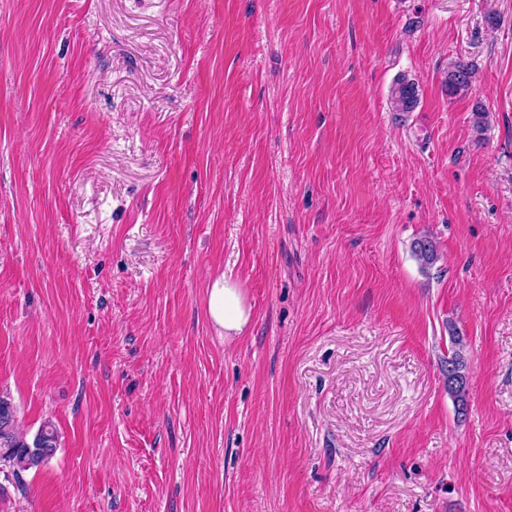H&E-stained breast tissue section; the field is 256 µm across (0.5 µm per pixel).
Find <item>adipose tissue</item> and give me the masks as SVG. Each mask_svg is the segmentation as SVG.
<instances>
[{
    "label": "adipose tissue",
    "mask_w": 512,
    "mask_h": 512,
    "mask_svg": "<svg viewBox=\"0 0 512 512\" xmlns=\"http://www.w3.org/2000/svg\"><path fill=\"white\" fill-rule=\"evenodd\" d=\"M206 313L211 326L225 339H235L244 332L251 319V309L232 275L222 273L210 280Z\"/></svg>",
    "instance_id": "adipose-tissue-1"
}]
</instances>
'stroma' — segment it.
<instances>
[{
	"mask_svg": "<svg viewBox=\"0 0 512 512\" xmlns=\"http://www.w3.org/2000/svg\"><path fill=\"white\" fill-rule=\"evenodd\" d=\"M0 391V512H512V0H0ZM471 71L468 65L463 62L455 61L448 65L446 76V85L448 93L455 95L469 88ZM390 102L396 112H412L419 103L418 84L406 75H399L390 90ZM411 252L422 270H428L438 260L435 244L428 237H420L413 241ZM206 313L212 327L224 340H233L244 332L251 309L240 285L231 274L214 276L206 290ZM451 347L445 363L452 366L448 375V393L453 398L458 415L464 414L467 407V364L463 355V336L456 327L448 328ZM6 407L11 409V415L4 419L2 410ZM56 450L57 435L50 425L39 430L32 441L21 436L14 406L7 397L0 396V467L19 478L22 472L46 465Z\"/></svg>",
	"mask_w": 512,
	"mask_h": 512,
	"instance_id": "stroma-1",
	"label": "stroma"
}]
</instances>
